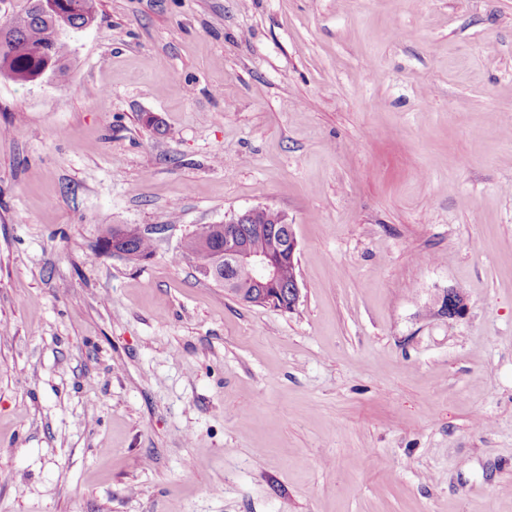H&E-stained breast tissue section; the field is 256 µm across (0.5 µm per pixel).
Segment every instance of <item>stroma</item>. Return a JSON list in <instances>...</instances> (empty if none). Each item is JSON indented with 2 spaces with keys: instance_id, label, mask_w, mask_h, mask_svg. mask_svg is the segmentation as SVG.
Listing matches in <instances>:
<instances>
[{
  "instance_id": "1",
  "label": "stroma",
  "mask_w": 512,
  "mask_h": 512,
  "mask_svg": "<svg viewBox=\"0 0 512 512\" xmlns=\"http://www.w3.org/2000/svg\"><path fill=\"white\" fill-rule=\"evenodd\" d=\"M66 40L0 74V512H512V0H97ZM258 206L290 312L172 261ZM116 226L108 227L103 237V248L106 249L105 247L112 241V252L115 254H123L122 250L126 248V242L132 235H148L145 229L136 225H125L115 231Z\"/></svg>"
}]
</instances>
